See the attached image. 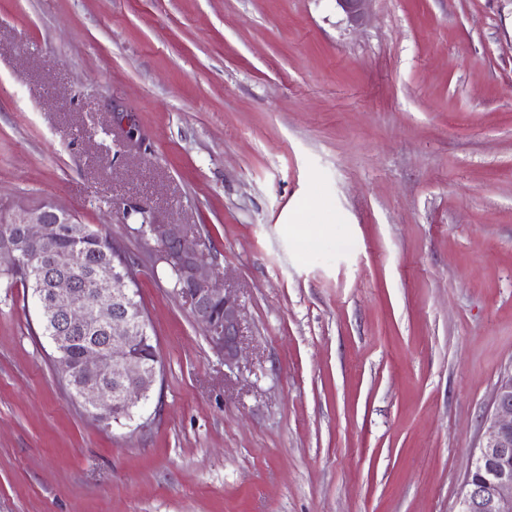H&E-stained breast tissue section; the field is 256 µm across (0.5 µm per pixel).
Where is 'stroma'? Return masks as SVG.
<instances>
[{"mask_svg": "<svg viewBox=\"0 0 512 512\" xmlns=\"http://www.w3.org/2000/svg\"><path fill=\"white\" fill-rule=\"evenodd\" d=\"M138 267L142 426L72 401L0 279V512H457L512 371V0H0V205ZM237 294L210 346L142 220ZM339 10L343 12L350 26H361L367 13V2L370 0H334Z\"/></svg>", "mask_w": 512, "mask_h": 512, "instance_id": "obj_1", "label": "stroma"}]
</instances>
